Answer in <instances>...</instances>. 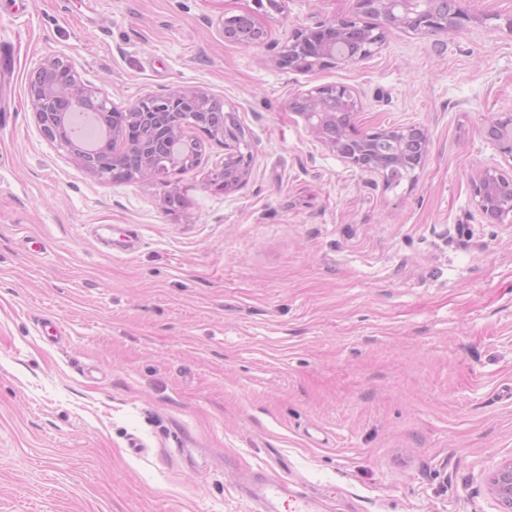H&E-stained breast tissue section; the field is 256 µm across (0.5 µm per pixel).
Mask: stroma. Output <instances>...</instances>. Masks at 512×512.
<instances>
[{
  "label": "stroma",
  "mask_w": 512,
  "mask_h": 512,
  "mask_svg": "<svg viewBox=\"0 0 512 512\" xmlns=\"http://www.w3.org/2000/svg\"><path fill=\"white\" fill-rule=\"evenodd\" d=\"M277 2L0 0V512H254L243 467L325 512H501L512 223L471 180L512 168L483 137L512 111V0H456L453 37L370 17V57L312 72L275 59L358 0ZM245 13L259 44L224 36ZM53 58L120 110L175 87L220 99L246 182L211 186L212 141L174 207L153 180L89 173L28 101ZM322 86L353 92L360 131L423 125L421 166L390 183L317 141L293 100Z\"/></svg>",
  "instance_id": "obj_1"
}]
</instances>
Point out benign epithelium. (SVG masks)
I'll list each match as a JSON object with an SVG mask.
<instances>
[{
    "label": "benign epithelium",
    "mask_w": 512,
    "mask_h": 512,
    "mask_svg": "<svg viewBox=\"0 0 512 512\" xmlns=\"http://www.w3.org/2000/svg\"><path fill=\"white\" fill-rule=\"evenodd\" d=\"M362 13L382 14L385 19L412 31L433 35L456 33L465 27L468 15L459 8L450 7L442 12H414L404 7V0H359ZM348 30L355 33L359 50L351 54L341 41L324 45L315 52L311 69L346 65L370 56L374 47L381 44V35L374 27L362 24L358 19H341L323 22L311 28L294 32L279 55V65H293L292 59L307 50L305 38L315 29ZM28 97L44 138L65 145L74 160L95 176L104 175L103 168H112L114 179L133 180L155 178L170 185L168 176L184 173L195 163L174 161L169 169L160 172L150 161V152L159 142L177 143L185 138L186 129L192 128L210 140L224 142V167L212 174L211 184L229 192L239 188L247 179L251 155L231 150L238 142L236 125L223 127L207 125L209 111L220 106L207 92L201 89L175 88L159 94H148L130 104L125 114L133 117L147 110L163 109L164 119L155 129L153 140L135 141L130 135L112 131V156L105 160L90 158L83 149L69 143V133L58 120L62 110L78 102L89 100L104 123H109L115 108L105 97L84 84L72 65L58 58L39 64L31 73L27 87ZM294 108L306 119L311 132L327 147L342 158L361 169L382 172L384 162L373 157L375 145L382 141H400L411 145L399 164L404 169L420 165L427 146V134L417 125L392 126L371 133H360L347 126L340 134L331 132L336 117H349L357 109V100L345 86L318 87L294 102ZM487 141L505 159L512 161V112L493 116L485 128ZM473 199L480 212L487 218L499 221L512 215V172L497 167L483 168L472 179ZM490 490L501 501L512 503V461L502 465L490 477Z\"/></svg>",
    "instance_id": "obj_1"
}]
</instances>
